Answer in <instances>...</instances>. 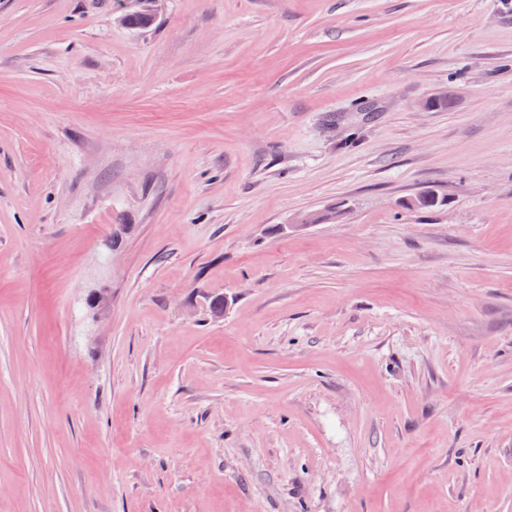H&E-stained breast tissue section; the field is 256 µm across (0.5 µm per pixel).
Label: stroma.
<instances>
[{"label": "stroma", "mask_w": 512, "mask_h": 512, "mask_svg": "<svg viewBox=\"0 0 512 512\" xmlns=\"http://www.w3.org/2000/svg\"><path fill=\"white\" fill-rule=\"evenodd\" d=\"M124 12L0 0V512H512V0Z\"/></svg>", "instance_id": "stroma-1"}]
</instances>
